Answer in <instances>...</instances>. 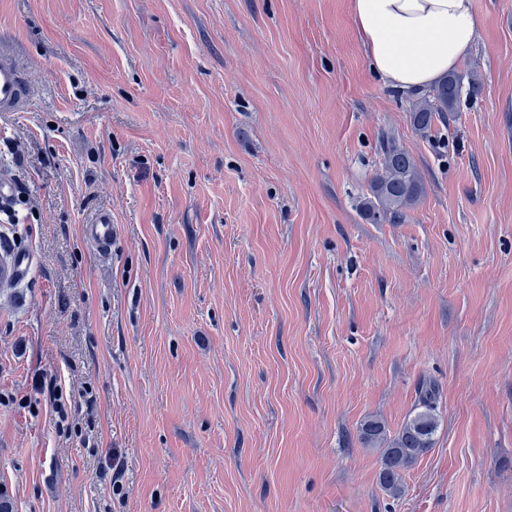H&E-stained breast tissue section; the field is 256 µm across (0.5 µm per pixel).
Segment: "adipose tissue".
<instances>
[{"mask_svg": "<svg viewBox=\"0 0 512 512\" xmlns=\"http://www.w3.org/2000/svg\"><path fill=\"white\" fill-rule=\"evenodd\" d=\"M371 70L400 90H426L456 70L479 21L473 0H351Z\"/></svg>", "mask_w": 512, "mask_h": 512, "instance_id": "1", "label": "adipose tissue"}]
</instances>
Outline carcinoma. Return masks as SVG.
I'll list each match as a JSON object with an SVG mask.
<instances>
[{
	"mask_svg": "<svg viewBox=\"0 0 512 512\" xmlns=\"http://www.w3.org/2000/svg\"><path fill=\"white\" fill-rule=\"evenodd\" d=\"M461 92L460 80L449 75L415 104L412 123L415 130L427 132L436 112L453 108ZM380 150L384 167L373 181L371 197L366 202V212L371 217L398 215L413 206L422 193L421 175L413 155L392 134L382 135ZM421 411L411 417L399 433L387 439L384 424L369 419L361 426V440L366 444L388 442L383 449L380 485L389 494L397 496L402 491L404 471L426 455L434 445L438 421L434 413V391L421 393Z\"/></svg>",
	"mask_w": 512,
	"mask_h": 512,
	"instance_id": "cac0c4a2",
	"label": "carcinoma"
}]
</instances>
